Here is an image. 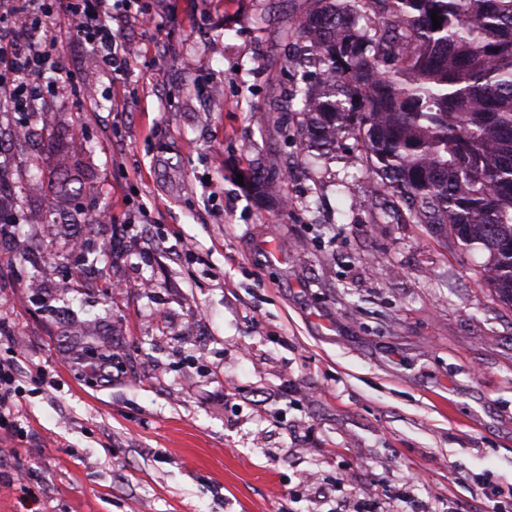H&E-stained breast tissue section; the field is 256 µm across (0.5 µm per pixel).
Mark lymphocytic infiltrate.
<instances>
[{
    "label": "lymphocytic infiltrate",
    "mask_w": 512,
    "mask_h": 512,
    "mask_svg": "<svg viewBox=\"0 0 512 512\" xmlns=\"http://www.w3.org/2000/svg\"><path fill=\"white\" fill-rule=\"evenodd\" d=\"M130 0H0V91L13 112L32 111L44 89L72 83L63 71L60 42L48 21L64 15L68 33L91 45L101 69L119 78L130 58L111 27L129 11Z\"/></svg>",
    "instance_id": "f902f5d3"
}]
</instances>
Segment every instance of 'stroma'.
Returning a JSON list of instances; mask_svg holds the SVG:
<instances>
[{
	"mask_svg": "<svg viewBox=\"0 0 512 512\" xmlns=\"http://www.w3.org/2000/svg\"><path fill=\"white\" fill-rule=\"evenodd\" d=\"M140 6L122 79L67 37L74 84L0 111V512H512V309L354 135L286 128L313 0ZM16 382L14 366L0 361V428L7 427L14 415L15 400L20 397Z\"/></svg>",
	"mask_w": 512,
	"mask_h": 512,
	"instance_id": "35a3bbf8",
	"label": "stroma"
}]
</instances>
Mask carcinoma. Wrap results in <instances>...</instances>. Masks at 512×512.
I'll list each match as a JSON object with an SVG mask.
<instances>
[{
  "label": "carcinoma",
  "instance_id": "obj_1",
  "mask_svg": "<svg viewBox=\"0 0 512 512\" xmlns=\"http://www.w3.org/2000/svg\"><path fill=\"white\" fill-rule=\"evenodd\" d=\"M315 2L295 27L320 75L319 91H295L302 144L355 134L375 192L412 224L481 244L512 307V0Z\"/></svg>",
  "mask_w": 512,
  "mask_h": 512
}]
</instances>
